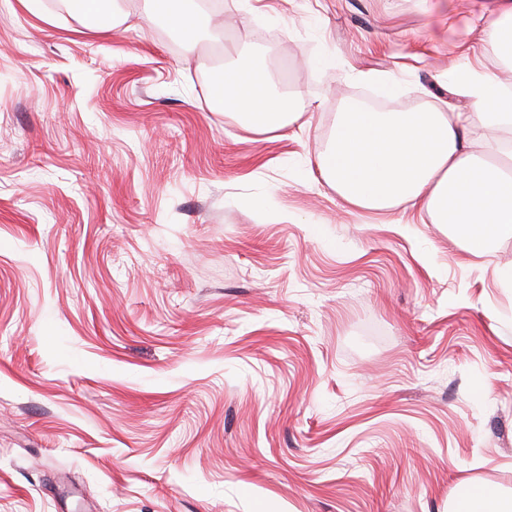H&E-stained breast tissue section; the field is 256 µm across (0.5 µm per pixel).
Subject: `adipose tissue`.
Returning a JSON list of instances; mask_svg holds the SVG:
<instances>
[{"label":"adipose tissue","mask_w":512,"mask_h":512,"mask_svg":"<svg viewBox=\"0 0 512 512\" xmlns=\"http://www.w3.org/2000/svg\"><path fill=\"white\" fill-rule=\"evenodd\" d=\"M469 27L512 65V0ZM474 51L462 44L448 69L449 82L470 98L469 111L371 112L346 105L317 166L346 203L371 210L418 205L468 252L488 256L512 240V175L505 166L512 160V88L475 67ZM211 107L234 113L256 133L282 130L297 118L256 64L225 76ZM477 126L499 131L500 139L471 147L464 134Z\"/></svg>","instance_id":"1"}]
</instances>
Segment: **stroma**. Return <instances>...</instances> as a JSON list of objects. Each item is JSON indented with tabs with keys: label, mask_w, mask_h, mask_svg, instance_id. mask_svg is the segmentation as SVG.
<instances>
[{
	"label": "stroma",
	"mask_w": 512,
	"mask_h": 512,
	"mask_svg": "<svg viewBox=\"0 0 512 512\" xmlns=\"http://www.w3.org/2000/svg\"><path fill=\"white\" fill-rule=\"evenodd\" d=\"M499 0H224L189 38L0 0V512H451L512 491V241L347 205L346 103L467 111ZM299 116L209 109L224 50Z\"/></svg>",
	"instance_id": "1"
}]
</instances>
